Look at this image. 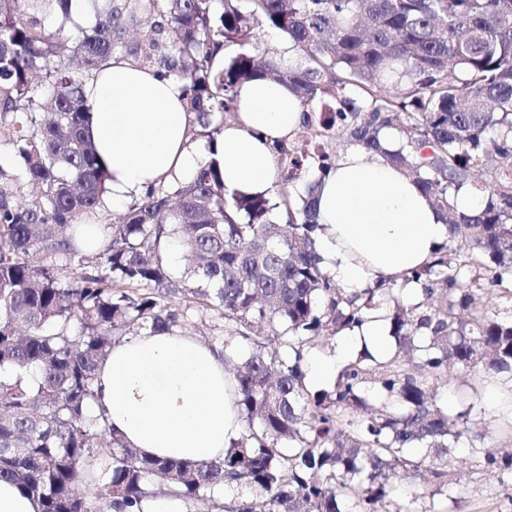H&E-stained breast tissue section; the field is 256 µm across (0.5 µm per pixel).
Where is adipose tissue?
I'll return each instance as SVG.
<instances>
[{"label": "adipose tissue", "mask_w": 512, "mask_h": 512, "mask_svg": "<svg viewBox=\"0 0 512 512\" xmlns=\"http://www.w3.org/2000/svg\"><path fill=\"white\" fill-rule=\"evenodd\" d=\"M90 136L109 173L113 206L157 184L192 177L200 164L221 170L226 194L273 197V147L289 140L306 118L291 89L264 78L238 90V112L202 152L191 142L194 118L183 87L122 59H113L86 87ZM325 227L317 248L340 287L354 293L376 277H392L429 262L448 238V226L420 187L381 156L350 146L315 187ZM389 342L384 321L344 331L332 356L310 353L307 382L334 381L362 344ZM104 413L127 445L147 457L219 459L238 439L232 382L224 351L179 331L130 336L113 346L97 371Z\"/></svg>", "instance_id": "ef3b65f1"}]
</instances>
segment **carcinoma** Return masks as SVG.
I'll list each match as a JSON object with an SVG mask.
<instances>
[{
    "label": "carcinoma",
    "mask_w": 512,
    "mask_h": 512,
    "mask_svg": "<svg viewBox=\"0 0 512 512\" xmlns=\"http://www.w3.org/2000/svg\"><path fill=\"white\" fill-rule=\"evenodd\" d=\"M71 2L0 0V146L16 163L0 166V480L39 512H150L156 476L195 512H454L470 489L450 472L456 449L472 473L512 477L471 408L453 419L437 402L452 366L512 384V0H106L89 30L67 27ZM261 28L294 54L260 50ZM114 57L182 83L207 145L241 84H287L309 116L301 143L275 147L278 200L229 198L202 163L110 217L85 87ZM386 129L401 133L392 150ZM333 140L384 155L448 224L430 262L356 295L318 252L315 185L288 192L333 169ZM462 190L482 197L472 214ZM82 217L106 223L96 253L77 244ZM167 239L192 257L180 278ZM491 287L494 312L479 304ZM201 310L224 322L243 430L218 460L143 458L89 412L96 371L125 337ZM380 312L390 348L309 386L314 341ZM410 478L424 486L404 490Z\"/></svg>",
    "instance_id": "carcinoma-1"
}]
</instances>
